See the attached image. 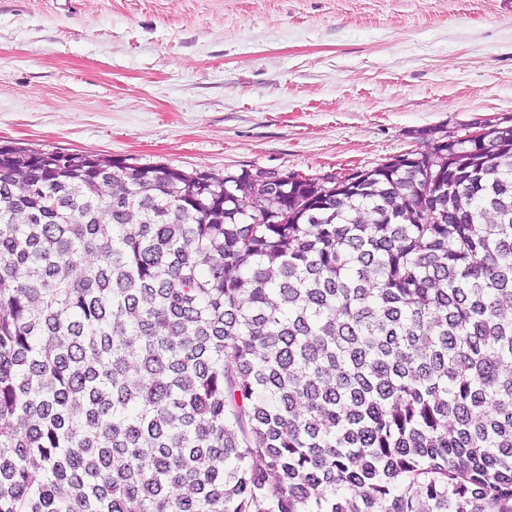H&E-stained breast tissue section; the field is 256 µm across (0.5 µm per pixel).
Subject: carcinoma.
<instances>
[{"mask_svg": "<svg viewBox=\"0 0 512 512\" xmlns=\"http://www.w3.org/2000/svg\"><path fill=\"white\" fill-rule=\"evenodd\" d=\"M352 175L0 146V512H512V117Z\"/></svg>", "mask_w": 512, "mask_h": 512, "instance_id": "carcinoma-1", "label": "carcinoma"}]
</instances>
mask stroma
I'll return each instance as SVG.
<instances>
[{"instance_id": "35a3bbf8", "label": "stroma", "mask_w": 512, "mask_h": 512, "mask_svg": "<svg viewBox=\"0 0 512 512\" xmlns=\"http://www.w3.org/2000/svg\"><path fill=\"white\" fill-rule=\"evenodd\" d=\"M512 116V0H0V144L319 176Z\"/></svg>"}]
</instances>
